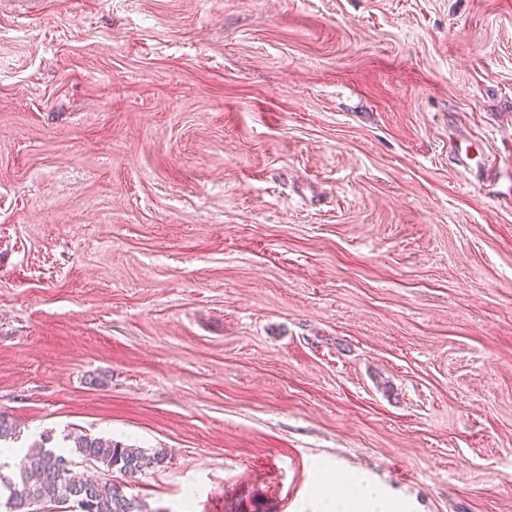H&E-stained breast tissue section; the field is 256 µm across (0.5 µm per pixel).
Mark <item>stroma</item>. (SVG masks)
I'll use <instances>...</instances> for the list:
<instances>
[{
  "label": "stroma",
  "mask_w": 512,
  "mask_h": 512,
  "mask_svg": "<svg viewBox=\"0 0 512 512\" xmlns=\"http://www.w3.org/2000/svg\"><path fill=\"white\" fill-rule=\"evenodd\" d=\"M0 412L151 512H512V0H0ZM73 442L75 452L81 459V463H88L99 468V464L107 468V472L115 469L125 475L135 476L144 471L150 464L158 465L165 459L163 452H155L147 455L139 448H129L112 440H103L87 434L70 433L65 438ZM339 482L350 484V497L346 500H333L326 495V512H405L403 506L390 502L377 485L363 477L351 476L348 472L336 470V473L330 474L327 478L328 485ZM356 505L360 506V510H353L352 507Z\"/></svg>",
  "instance_id": "1"
}]
</instances>
